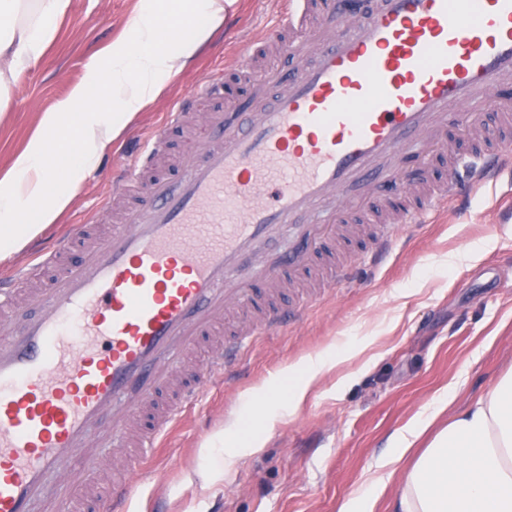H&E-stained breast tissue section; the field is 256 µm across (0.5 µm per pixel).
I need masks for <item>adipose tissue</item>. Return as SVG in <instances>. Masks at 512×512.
<instances>
[{"label":"adipose tissue","instance_id":"1","mask_svg":"<svg viewBox=\"0 0 512 512\" xmlns=\"http://www.w3.org/2000/svg\"><path fill=\"white\" fill-rule=\"evenodd\" d=\"M236 0H140L132 18L135 40L113 43L106 65L92 64L85 82L43 113L34 137L0 178V260L37 237L70 206L73 189L98 157L153 102L224 21ZM71 0H0V97L8 98L19 68L42 57ZM61 146L45 150L44 133ZM346 349L301 359L288 370L296 410L310 385L346 360ZM448 391L402 432L393 454L378 460L371 483L340 512H373V505L405 453L440 416V429L405 473L392 512H512V368L483 395L455 406Z\"/></svg>","mask_w":512,"mask_h":512}]
</instances>
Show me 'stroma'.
I'll use <instances>...</instances> for the list:
<instances>
[{
	"instance_id": "1",
	"label": "stroma",
	"mask_w": 512,
	"mask_h": 512,
	"mask_svg": "<svg viewBox=\"0 0 512 512\" xmlns=\"http://www.w3.org/2000/svg\"><path fill=\"white\" fill-rule=\"evenodd\" d=\"M140 0H71L68 15L42 57L25 65L0 104V176L37 134L43 112L84 80L124 37ZM281 0H238L233 34L216 29L163 93L124 129L148 137L180 94L210 72L229 73L240 47L259 25L275 21ZM122 139L98 158L75 189L69 209L49 233L91 224L106 233L118 203L112 168L124 163ZM512 185L484 188L467 206L452 202L434 223L400 236L385 265L350 285L322 289L298 323L251 337L233 378L210 380L200 403L163 441L159 472L140 484L132 512H339L364 487L378 459L389 456L396 435L450 386L457 405L490 389L512 367V221L499 211ZM472 263L454 255L475 246ZM356 346L358 355L312 384L300 409L269 420L288 401L280 377L300 359L330 348ZM250 392L265 398L244 411ZM237 417L258 448L239 441L236 463L222 467L207 449L215 432ZM125 450L112 435L95 459L66 463L72 478L101 480Z\"/></svg>"
}]
</instances>
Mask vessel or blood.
Masks as SVG:
<instances>
[{
    "instance_id": "obj_1",
    "label": "vessel or blood",
    "mask_w": 512,
    "mask_h": 512,
    "mask_svg": "<svg viewBox=\"0 0 512 512\" xmlns=\"http://www.w3.org/2000/svg\"><path fill=\"white\" fill-rule=\"evenodd\" d=\"M260 46L302 63L254 78ZM236 66L250 98L225 100L208 77L114 170L113 195L138 193L122 223L90 241L71 225L34 246L36 267L0 275V512H33L48 476L91 455L104 426L126 440L125 476L71 485L51 512H69L76 492L98 512H130L148 449L203 378L224 375L249 337L300 321L311 295L289 306L282 291L318 265L330 287L359 276L318 262L325 242L352 240L351 203L377 205L362 254L376 265L396 229L512 176V101L498 95L512 83V0H378L368 13L362 0H288ZM203 98L218 103L209 135L170 179L156 169L167 134ZM425 144L447 178L409 180L428 168ZM283 227L287 248L270 251ZM77 244L83 259L59 265ZM43 269L50 286L22 291Z\"/></svg>"
}]
</instances>
